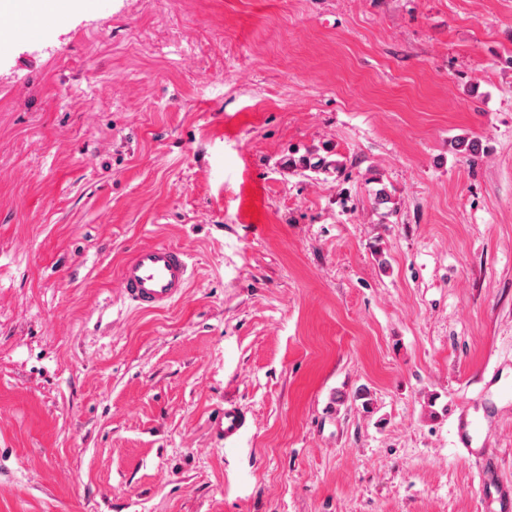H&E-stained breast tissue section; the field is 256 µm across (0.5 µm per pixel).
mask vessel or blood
<instances>
[{
	"instance_id": "b4317fda",
	"label": "vessel or blood",
	"mask_w": 512,
	"mask_h": 512,
	"mask_svg": "<svg viewBox=\"0 0 512 512\" xmlns=\"http://www.w3.org/2000/svg\"><path fill=\"white\" fill-rule=\"evenodd\" d=\"M191 265L189 255L169 245H154L135 249L119 270L120 287L126 298L139 309L154 310L181 299L189 286ZM246 425V415L238 407L225 406L215 419L214 429L225 441H234ZM474 465L483 491H494L503 499L512 494L508 488H493V463L490 458L476 459Z\"/></svg>"
}]
</instances>
